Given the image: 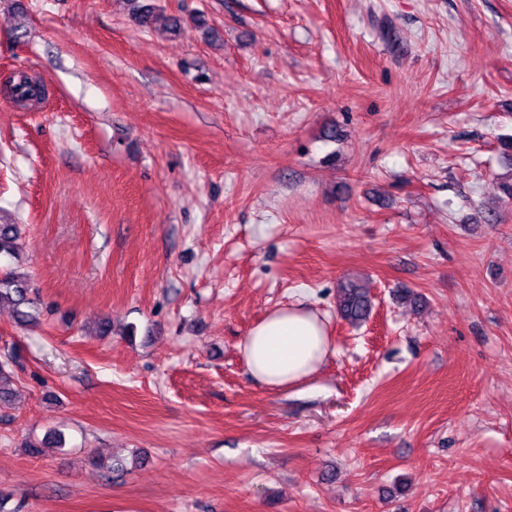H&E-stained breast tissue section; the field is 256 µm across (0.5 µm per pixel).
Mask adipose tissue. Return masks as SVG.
<instances>
[{
    "mask_svg": "<svg viewBox=\"0 0 512 512\" xmlns=\"http://www.w3.org/2000/svg\"><path fill=\"white\" fill-rule=\"evenodd\" d=\"M332 352L325 320L302 306L273 310L242 343L250 375L271 388L311 376Z\"/></svg>",
    "mask_w": 512,
    "mask_h": 512,
    "instance_id": "adipose-tissue-1",
    "label": "adipose tissue"
}]
</instances>
